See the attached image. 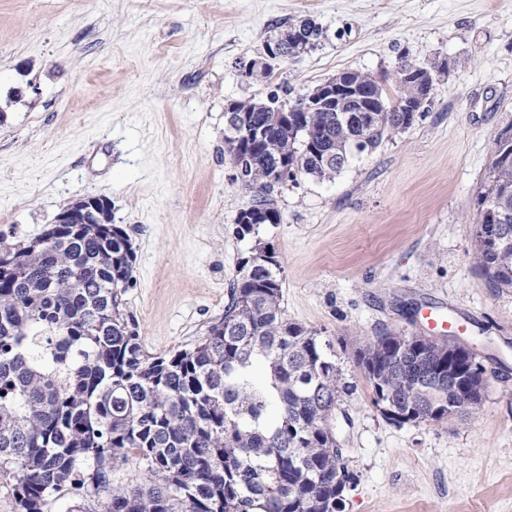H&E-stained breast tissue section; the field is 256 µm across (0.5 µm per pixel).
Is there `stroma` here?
I'll return each instance as SVG.
<instances>
[{
  "label": "stroma",
  "mask_w": 512,
  "mask_h": 512,
  "mask_svg": "<svg viewBox=\"0 0 512 512\" xmlns=\"http://www.w3.org/2000/svg\"><path fill=\"white\" fill-rule=\"evenodd\" d=\"M303 17L319 44L272 81L246 78L276 24ZM403 58L450 66L422 117L333 180L276 188L281 222L238 237L254 193L224 149L225 105ZM510 128L512 0H0V242L106 196L136 253L125 310L154 355L193 348L241 258L271 248L286 317L336 338L355 385L336 411L357 476L343 512H512V292L488 288L472 258L481 181ZM433 319L466 324L483 411L392 423L354 351L388 329L430 334Z\"/></svg>",
  "instance_id": "obj_1"
}]
</instances>
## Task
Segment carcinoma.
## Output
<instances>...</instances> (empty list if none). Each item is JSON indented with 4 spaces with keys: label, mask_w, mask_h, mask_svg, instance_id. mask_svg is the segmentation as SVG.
I'll return each mask as SVG.
<instances>
[{
    "label": "carcinoma",
    "mask_w": 512,
    "mask_h": 512,
    "mask_svg": "<svg viewBox=\"0 0 512 512\" xmlns=\"http://www.w3.org/2000/svg\"><path fill=\"white\" fill-rule=\"evenodd\" d=\"M313 48L322 28L310 18L293 31ZM417 67L398 62L378 86L358 88L370 112H297L272 92L247 100L234 138L256 180L236 234L278 224L271 193L281 174L331 180L363 149L409 128L400 81ZM232 138V139H234ZM224 137V143L232 142ZM473 259L489 287L512 289V132L494 141L482 181ZM0 245V472L21 512L90 488L102 512H341L355 481L337 446L336 410L351 394L336 340L288 321L283 270L256 242L240 262L224 316L193 348L151 355L123 295L135 285L132 242L117 224H70ZM434 348L386 330L355 355L384 418L446 424L484 406L487 379L452 388L433 373ZM135 453L144 483L112 486V465ZM93 461V468L81 465Z\"/></svg>",
    "instance_id": "obj_1"
}]
</instances>
